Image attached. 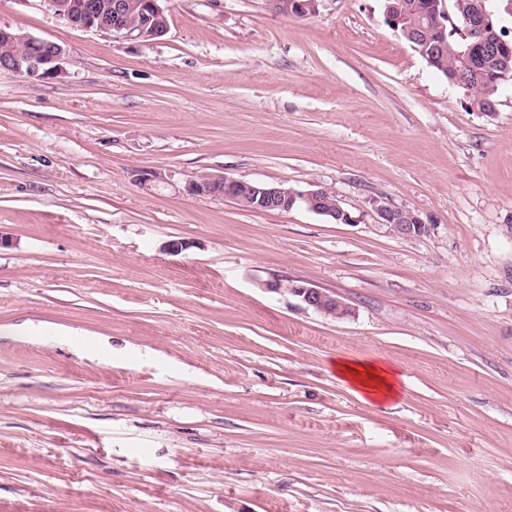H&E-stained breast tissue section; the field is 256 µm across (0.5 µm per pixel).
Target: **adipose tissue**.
<instances>
[{
    "label": "adipose tissue",
    "mask_w": 512,
    "mask_h": 512,
    "mask_svg": "<svg viewBox=\"0 0 512 512\" xmlns=\"http://www.w3.org/2000/svg\"><path fill=\"white\" fill-rule=\"evenodd\" d=\"M334 367L341 380L349 384L360 399L386 403L396 400L399 395L398 373L385 361L339 359L335 361Z\"/></svg>",
    "instance_id": "ef3b65f1"
}]
</instances>
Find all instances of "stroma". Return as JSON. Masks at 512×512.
Segmentation results:
<instances>
[{
    "label": "stroma",
    "instance_id": "35a3bbf8",
    "mask_svg": "<svg viewBox=\"0 0 512 512\" xmlns=\"http://www.w3.org/2000/svg\"><path fill=\"white\" fill-rule=\"evenodd\" d=\"M163 6L140 42L0 0L67 49L0 70V512H512V81L472 108L383 0ZM203 172L352 221L187 195ZM381 356L385 404L332 365ZM375 210L382 224L393 234L403 238H414L427 232L426 224L412 210L392 207L382 201H374ZM284 289L288 294L299 300L305 308L316 311L324 316L345 318L352 314L350 307L336 298L335 295L306 283L292 284L289 285L288 290Z\"/></svg>",
    "mask_w": 512,
    "mask_h": 512
}]
</instances>
